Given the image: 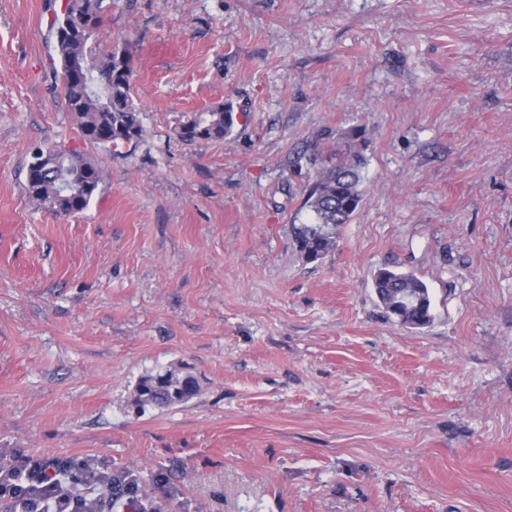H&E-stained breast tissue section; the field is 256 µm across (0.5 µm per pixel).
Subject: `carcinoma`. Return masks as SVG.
Returning a JSON list of instances; mask_svg holds the SVG:
<instances>
[{"label":"carcinoma","instance_id":"carcinoma-1","mask_svg":"<svg viewBox=\"0 0 512 512\" xmlns=\"http://www.w3.org/2000/svg\"><path fill=\"white\" fill-rule=\"evenodd\" d=\"M111 4L106 0H65L63 10L53 15L49 29L55 36L60 63L58 79L67 111L83 138L90 144L116 150L137 141L142 126L133 99V74L120 51H103L97 33L88 31V19L102 22ZM233 107L221 105L193 115L179 128L186 143L222 140L233 130ZM356 130L346 140L328 149V157L315 151L306 157L313 169L306 205L310 220L294 225V244L309 262L323 258L336 247L339 228L351 221L360 207L362 169L366 164ZM36 149L28 165L24 190L40 208L56 215H74L85 210L99 192L103 169L74 150L55 149L43 156ZM373 288L385 313L404 327L423 329L435 318L434 296L412 271L380 269ZM198 379L178 367H167L140 378L134 405L170 407L199 394Z\"/></svg>","mask_w":512,"mask_h":512}]
</instances>
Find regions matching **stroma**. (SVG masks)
Instances as JSON below:
<instances>
[{
    "label": "stroma",
    "mask_w": 512,
    "mask_h": 512,
    "mask_svg": "<svg viewBox=\"0 0 512 512\" xmlns=\"http://www.w3.org/2000/svg\"><path fill=\"white\" fill-rule=\"evenodd\" d=\"M64 0H0V455L91 458L163 512H512V0H112L143 135L84 140ZM232 104L219 141L183 142ZM359 128L364 200L305 262L298 157ZM104 169L75 215L33 149ZM416 272L435 319H388ZM182 365L201 390L133 404ZM232 106L221 105L193 115L179 128V137L186 143L198 140H222L233 130L235 116ZM45 149H55V153L39 162ZM102 182L99 163L74 150L46 146L33 152L24 190L40 208L67 216L85 210ZM373 288L385 313L410 329L429 327L435 318L434 296L413 271L379 269ZM200 390L194 375L185 374L179 367H167L140 378L135 389L134 405L138 408L170 407L188 402Z\"/></svg>",
    "instance_id": "35a3bbf8"
}]
</instances>
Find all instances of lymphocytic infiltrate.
I'll list each match as a JSON object with an SVG mask.
<instances>
[{"label":"lymphocytic infiltrate","mask_w":512,"mask_h":512,"mask_svg":"<svg viewBox=\"0 0 512 512\" xmlns=\"http://www.w3.org/2000/svg\"><path fill=\"white\" fill-rule=\"evenodd\" d=\"M70 484L98 486L83 500L66 493ZM0 512H160L143 503L133 482L113 489L111 472L81 459L42 457L0 459Z\"/></svg>","instance_id":"lymphocytic-infiltrate-1"}]
</instances>
